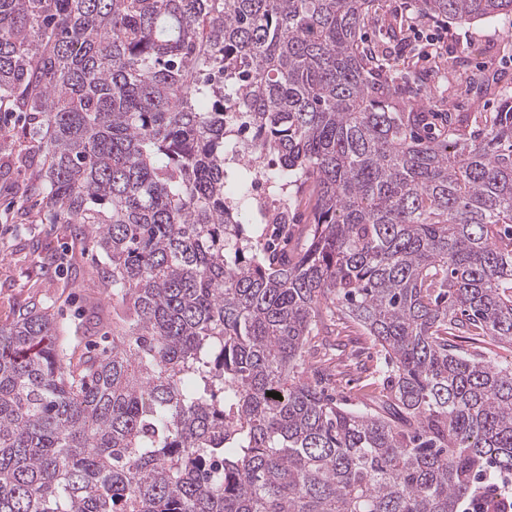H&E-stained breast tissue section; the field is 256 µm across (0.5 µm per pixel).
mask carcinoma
Instances as JSON below:
<instances>
[{
    "label": "carcinoma",
    "mask_w": 512,
    "mask_h": 512,
    "mask_svg": "<svg viewBox=\"0 0 512 512\" xmlns=\"http://www.w3.org/2000/svg\"><path fill=\"white\" fill-rule=\"evenodd\" d=\"M375 2L0 0L8 164L126 306L100 355L42 304L0 325V512H460L512 475V366L457 344L512 345V95L429 132ZM261 181L300 248L242 224ZM333 306L384 359L361 408L304 377Z\"/></svg>",
    "instance_id": "cac0c4a2"
}]
</instances>
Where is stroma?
Listing matches in <instances>:
<instances>
[{
  "label": "stroma",
  "mask_w": 512,
  "mask_h": 512,
  "mask_svg": "<svg viewBox=\"0 0 512 512\" xmlns=\"http://www.w3.org/2000/svg\"><path fill=\"white\" fill-rule=\"evenodd\" d=\"M410 0H379L368 21L367 43L384 42L389 63L398 74L409 67L428 70L419 96L430 111H452L465 116L497 110L506 93L512 92V17L460 24L445 18H429L397 37L386 38L389 21L405 14ZM442 36L440 52L454 58L455 70L489 81L491 93L475 95L449 84L443 70L429 69L420 55L419 35ZM34 170L12 169L0 178V324L19 310L39 302L50 307L58 320L78 328L86 347L99 353L108 350L107 333L124 313L120 303L106 296L100 264L90 243L80 242L69 224H16L12 218L25 203L21 187ZM310 380L323 386L337 402L353 407L378 395L380 360L370 336L357 325L337 323L336 333L324 347L311 350Z\"/></svg>",
  "instance_id": "stroma-1"
}]
</instances>
